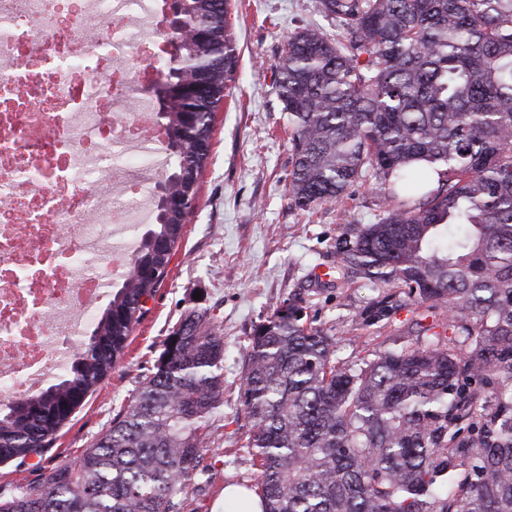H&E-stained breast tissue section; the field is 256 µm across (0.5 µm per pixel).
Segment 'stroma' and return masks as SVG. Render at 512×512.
I'll list each match as a JSON object with an SVG mask.
<instances>
[{
    "label": "stroma",
    "mask_w": 512,
    "mask_h": 512,
    "mask_svg": "<svg viewBox=\"0 0 512 512\" xmlns=\"http://www.w3.org/2000/svg\"><path fill=\"white\" fill-rule=\"evenodd\" d=\"M318 0H228L237 78L217 108L197 197L148 312L133 328L109 376L60 431L53 447L24 465L0 463V494L39 485L53 466L73 462L135 395L169 332L190 311L209 310L224 337V405L214 419L207 474L187 488L188 512H214L226 485L250 482L257 468L246 446L240 405L246 354L255 325L283 303L309 299L306 319L337 339V364H355L412 329L401 310L367 327L361 314L384 296L357 280L331 285L327 271L348 224H370L382 201L371 181L341 203L304 212L288 193L291 146L273 83L288 36L316 25L331 29Z\"/></svg>",
    "instance_id": "stroma-1"
}]
</instances>
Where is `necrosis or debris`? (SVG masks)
Returning a JSON list of instances; mask_svg holds the SVG:
<instances>
[{
  "instance_id": "obj_1",
  "label": "necrosis or debris",
  "mask_w": 512,
  "mask_h": 512,
  "mask_svg": "<svg viewBox=\"0 0 512 512\" xmlns=\"http://www.w3.org/2000/svg\"><path fill=\"white\" fill-rule=\"evenodd\" d=\"M164 0H0V403L65 374L155 217Z\"/></svg>"
}]
</instances>
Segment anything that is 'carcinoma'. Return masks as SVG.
Returning a JSON list of instances; mask_svg holds the SVG:
<instances>
[{"label":"carcinoma","instance_id":"carcinoma-1","mask_svg":"<svg viewBox=\"0 0 512 512\" xmlns=\"http://www.w3.org/2000/svg\"><path fill=\"white\" fill-rule=\"evenodd\" d=\"M336 35L288 37L274 88L289 199L308 211L372 181L383 208L336 240L334 269L393 288L389 310L437 315L352 367L296 297L254 326L241 405L264 512H512V0H319ZM227 0H184L193 25L160 68L169 198L130 278L69 370L0 408V462L40 456L109 375L168 273L235 82ZM197 85L192 98L179 88ZM224 402V336L185 315L127 406L77 460L0 512H184Z\"/></svg>","mask_w":512,"mask_h":512}]
</instances>
